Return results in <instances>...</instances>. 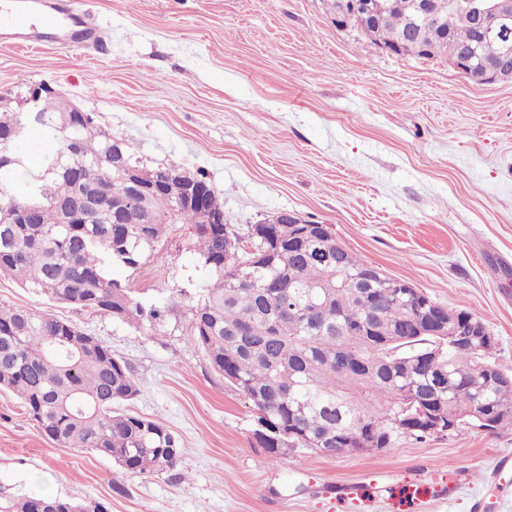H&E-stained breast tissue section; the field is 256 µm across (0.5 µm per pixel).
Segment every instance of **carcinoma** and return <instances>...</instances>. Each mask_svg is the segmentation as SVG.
Returning <instances> with one entry per match:
<instances>
[{
  "mask_svg": "<svg viewBox=\"0 0 512 512\" xmlns=\"http://www.w3.org/2000/svg\"><path fill=\"white\" fill-rule=\"evenodd\" d=\"M410 0H394L377 38L393 41L404 31ZM477 33L463 24L448 28L433 59L475 43ZM63 101L41 100L44 127L58 124ZM17 115L0 110L1 139ZM113 137L98 129L91 113L60 133L58 145L43 141L29 175L30 159L0 168V188L13 190L21 206H34L32 224L19 211L0 223V274L61 303L127 320L152 323L160 302L146 304L122 273L138 269L158 254L160 238L173 224L195 229L203 266L212 283L192 307L191 342L210 366L248 401L255 414L253 435L269 458L277 448H311L324 437L348 448H387L393 434L423 441L438 435L404 412L421 395L435 396L443 418L462 416L475 401L496 413L497 429H512V373L486 363L493 343L477 356L448 335L414 326L419 304L391 282L376 306L356 289L366 262L344 252L341 268L323 263L336 254V239L307 224H251L241 233L232 224L215 233L186 204L176 208L161 195L149 197L130 224H64L53 198L78 191L67 175L85 166L107 179L112 204L129 193L122 177L107 166ZM0 391L11 392L59 448H84L125 460L132 474L160 475L174 469L181 453L160 465L175 436L160 423L125 413L137 384L131 368L99 340L65 319L27 308L0 305ZM73 512L78 502L54 496H0V512Z\"/></svg>",
  "mask_w": 512,
  "mask_h": 512,
  "instance_id": "cac0c4a2",
  "label": "carcinoma"
}]
</instances>
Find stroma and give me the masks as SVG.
Segmentation results:
<instances>
[{"label": "stroma", "mask_w": 512, "mask_h": 512, "mask_svg": "<svg viewBox=\"0 0 512 512\" xmlns=\"http://www.w3.org/2000/svg\"><path fill=\"white\" fill-rule=\"evenodd\" d=\"M88 34L0 37V97L46 85L132 146L141 165L204 175L238 228L293 210L365 262L483 320L512 372V81L397 56L332 21L328 0H60ZM132 288L166 296L138 326L0 276V304L53 314L109 346L181 461L160 475L60 448L0 392V493L95 499L107 512H512V430L464 425L419 442L270 461L245 399L190 336L208 273L174 227Z\"/></svg>", "instance_id": "35a3bbf8"}]
</instances>
